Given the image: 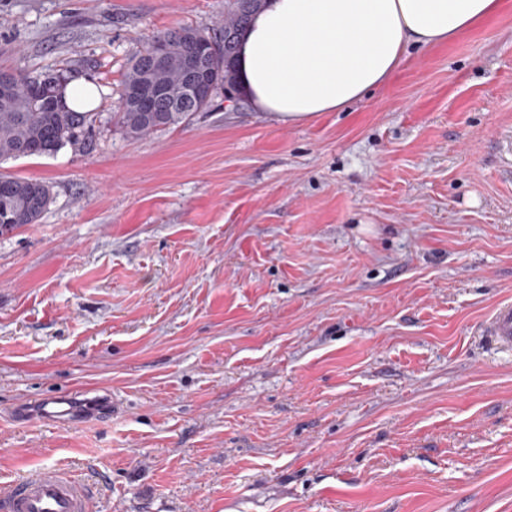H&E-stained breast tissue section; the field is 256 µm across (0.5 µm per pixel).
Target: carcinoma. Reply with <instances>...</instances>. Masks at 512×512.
<instances>
[{
    "instance_id": "cac0c4a2",
    "label": "carcinoma",
    "mask_w": 512,
    "mask_h": 512,
    "mask_svg": "<svg viewBox=\"0 0 512 512\" xmlns=\"http://www.w3.org/2000/svg\"><path fill=\"white\" fill-rule=\"evenodd\" d=\"M265 0H229L224 23L218 28L181 27L152 36L128 61L118 97L117 123L132 138L189 122L194 112H206L213 97L190 98L184 92L186 66L201 42L208 44L211 70L206 80L218 89L237 92L234 55L249 18ZM168 40L167 63L152 67L156 42ZM143 84L161 88L163 105L144 112L129 92ZM61 89L38 96L30 77L22 74L0 89V161L10 158L53 155L69 146L87 147L86 139L96 122L94 112H71L58 106ZM53 200L43 181L0 172V236L40 222Z\"/></svg>"
}]
</instances>
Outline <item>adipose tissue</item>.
Returning a JSON list of instances; mask_svg holds the SVG:
<instances>
[{"label":"adipose tissue","instance_id":"ef3b65f1","mask_svg":"<svg viewBox=\"0 0 512 512\" xmlns=\"http://www.w3.org/2000/svg\"><path fill=\"white\" fill-rule=\"evenodd\" d=\"M500 0H267L242 34L237 88L284 124L337 112L385 84L413 48L448 43Z\"/></svg>","mask_w":512,"mask_h":512}]
</instances>
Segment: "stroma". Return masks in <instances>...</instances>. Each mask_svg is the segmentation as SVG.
Instances as JSON below:
<instances>
[{"mask_svg":"<svg viewBox=\"0 0 512 512\" xmlns=\"http://www.w3.org/2000/svg\"><path fill=\"white\" fill-rule=\"evenodd\" d=\"M339 112L216 98L133 139L111 114L153 35L226 0H0V70L102 90L87 149L0 236V484L45 466L91 512H512V0ZM94 68H87V61ZM99 390L108 417H16ZM486 335L497 344H512V304H500L495 308L486 327Z\"/></svg>","mask_w":512,"mask_h":512,"instance_id":"obj_1","label":"stroma"}]
</instances>
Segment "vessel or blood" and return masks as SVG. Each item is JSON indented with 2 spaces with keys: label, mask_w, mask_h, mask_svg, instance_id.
I'll use <instances>...</instances> for the list:
<instances>
[{
  "label": "vessel or blood",
  "mask_w": 512,
  "mask_h": 512,
  "mask_svg": "<svg viewBox=\"0 0 512 512\" xmlns=\"http://www.w3.org/2000/svg\"><path fill=\"white\" fill-rule=\"evenodd\" d=\"M487 336L501 345L512 344V304L495 308L486 327ZM112 411V398L96 395L79 402L67 398L44 400L43 415L71 420ZM90 486L62 469L45 467L29 473L0 490V512H88Z\"/></svg>",
  "instance_id": "vessel-or-blood-1"
}]
</instances>
